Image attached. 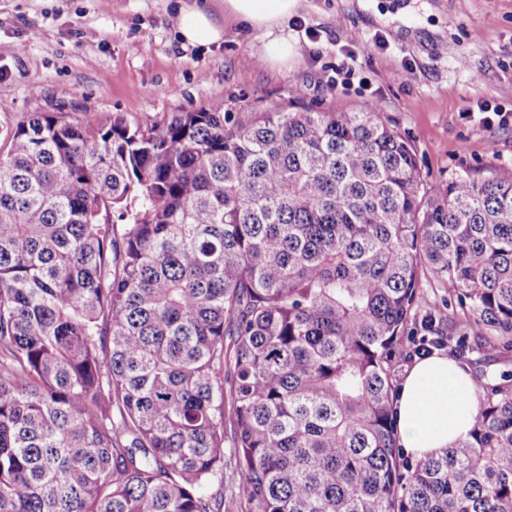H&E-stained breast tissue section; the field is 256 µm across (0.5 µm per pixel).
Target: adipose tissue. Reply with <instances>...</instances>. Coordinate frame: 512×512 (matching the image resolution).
Listing matches in <instances>:
<instances>
[{
    "label": "adipose tissue",
    "instance_id": "adipose-tissue-1",
    "mask_svg": "<svg viewBox=\"0 0 512 512\" xmlns=\"http://www.w3.org/2000/svg\"><path fill=\"white\" fill-rule=\"evenodd\" d=\"M298 2L224 0V15L219 18L195 0L179 12V37L192 45L222 42V21L228 18L271 34L267 59L284 65L293 48L278 31L295 13ZM477 408L471 375L456 360L440 352L416 359L401 382L396 401L398 443L415 457L432 455L467 437Z\"/></svg>",
    "mask_w": 512,
    "mask_h": 512
}]
</instances>
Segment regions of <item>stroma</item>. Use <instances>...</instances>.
Segmentation results:
<instances>
[{
	"label": "stroma",
	"mask_w": 512,
	"mask_h": 512,
	"mask_svg": "<svg viewBox=\"0 0 512 512\" xmlns=\"http://www.w3.org/2000/svg\"><path fill=\"white\" fill-rule=\"evenodd\" d=\"M179 0H0V139L34 112L142 123L217 104L255 112L301 91L311 111H375L434 183L512 176V0H301L285 27L299 55L266 58L244 23L183 45Z\"/></svg>",
	"instance_id": "obj_1"
}]
</instances>
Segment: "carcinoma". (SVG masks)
Segmentation results:
<instances>
[{"instance_id":"cac0c4a2","label":"carcinoma","mask_w":512,"mask_h":512,"mask_svg":"<svg viewBox=\"0 0 512 512\" xmlns=\"http://www.w3.org/2000/svg\"><path fill=\"white\" fill-rule=\"evenodd\" d=\"M4 143L0 512H222L232 456L251 512H512V369L424 458L393 371L512 352V176L427 185L373 111L35 112Z\"/></svg>"}]
</instances>
